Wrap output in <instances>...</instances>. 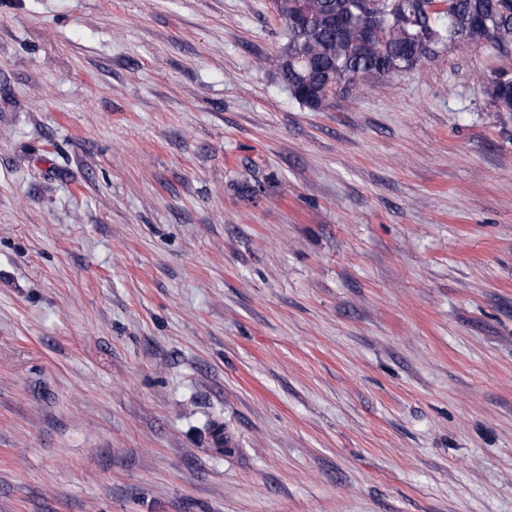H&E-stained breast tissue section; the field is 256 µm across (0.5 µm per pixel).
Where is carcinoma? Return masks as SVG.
Here are the masks:
<instances>
[{"instance_id": "carcinoma-1", "label": "carcinoma", "mask_w": 512, "mask_h": 512, "mask_svg": "<svg viewBox=\"0 0 512 512\" xmlns=\"http://www.w3.org/2000/svg\"><path fill=\"white\" fill-rule=\"evenodd\" d=\"M286 26L274 59L291 98L313 112L349 92L413 70L437 48L488 41L512 53V0H273ZM477 78L498 112H512V72Z\"/></svg>"}]
</instances>
